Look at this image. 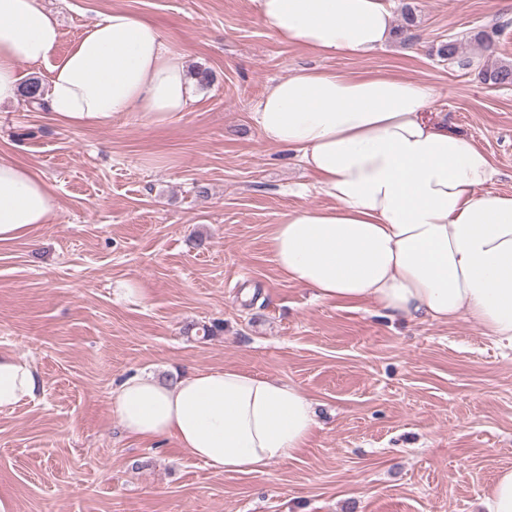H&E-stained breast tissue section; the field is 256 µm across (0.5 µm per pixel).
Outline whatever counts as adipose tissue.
Returning a JSON list of instances; mask_svg holds the SVG:
<instances>
[{"label":"adipose tissue","mask_w":512,"mask_h":512,"mask_svg":"<svg viewBox=\"0 0 512 512\" xmlns=\"http://www.w3.org/2000/svg\"><path fill=\"white\" fill-rule=\"evenodd\" d=\"M285 43L324 57L366 56L392 34L386 0H252ZM40 0H0V104L17 102L20 64L50 67L44 101L65 124L104 125L121 114L159 124L196 100L187 52L152 22L115 9L86 25L64 55ZM421 82L303 68L269 85L252 122L262 141L294 152L330 207L284 213L268 237L278 271L318 299L372 303L392 321L467 318L512 348V194L473 142L424 119ZM47 182L0 159V244L51 223ZM41 376L0 351V413L35 401ZM128 435L174 440L215 471L247 473L295 459L317 422L297 386L237 368L162 382L134 375L112 391Z\"/></svg>","instance_id":"1"}]
</instances>
